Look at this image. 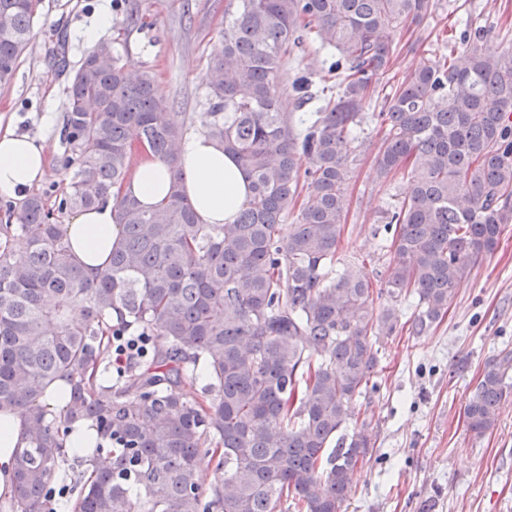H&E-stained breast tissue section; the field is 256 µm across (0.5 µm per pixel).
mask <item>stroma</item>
<instances>
[{
    "label": "stroma",
    "mask_w": 512,
    "mask_h": 512,
    "mask_svg": "<svg viewBox=\"0 0 512 512\" xmlns=\"http://www.w3.org/2000/svg\"><path fill=\"white\" fill-rule=\"evenodd\" d=\"M230 0H35L31 39L11 80L0 85V131L42 138L48 169L37 189L56 208L68 179L63 118L67 89L82 59L94 48L83 33L102 12L112 17L99 40L111 43L125 70L152 72L172 111L185 115V128L204 129L208 110L205 78L210 54L224 29ZM483 30V51L512 49V0H436L420 27L397 35L392 69L380 75L376 92L394 91L420 64L441 66L464 32ZM66 35V68L54 60L59 35ZM333 50L311 41L291 49L280 72L286 110L293 86L307 79L304 111L324 108L336 93ZM53 111L52 129L40 123ZM354 178L345 196L346 259L367 258L375 270L386 261L385 240L374 234L406 192L401 178L381 180L375 156L382 137L365 126ZM512 348V225L497 248L485 255L460 284L447 314L423 336L400 331L379 346L377 388L363 406L376 448L359 467L346 512H512V401L493 430L474 436L465 408L486 360Z\"/></svg>",
    "instance_id": "obj_1"
}]
</instances>
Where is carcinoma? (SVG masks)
Instances as JSON below:
<instances>
[{
    "mask_svg": "<svg viewBox=\"0 0 512 512\" xmlns=\"http://www.w3.org/2000/svg\"><path fill=\"white\" fill-rule=\"evenodd\" d=\"M435 0H238L206 82V125L249 180L231 224H199L178 182L153 209L115 190L130 178L134 143L177 165L180 113L154 75H129L109 43L83 59L68 88L58 212L113 202L119 240L88 276L62 225L32 195L0 224V409L29 414L7 512H49L64 436L94 423V472L70 476L74 512H343L355 469L374 451L357 423L376 388L379 340L440 323L459 283L512 224V50L478 44L441 68L419 65L372 113L385 134L376 164L407 177L388 216L390 258L380 287L366 263L339 257L343 196L363 146L370 88L391 68L398 33ZM34 0H0V73L30 41ZM336 51V100L295 126L278 77L288 47L309 36ZM293 228L281 236L289 210ZM22 235L26 248L14 250ZM417 298L401 323L402 300ZM385 299L374 314V298ZM119 312L108 324L107 316ZM140 325L148 357L119 380L95 374L112 336ZM208 394L187 397L195 369ZM68 385L46 421L42 396ZM512 398V350L488 360L465 410L482 435ZM224 471L203 487L202 465Z\"/></svg>",
    "mask_w": 512,
    "mask_h": 512,
    "instance_id": "carcinoma-1",
    "label": "carcinoma"
}]
</instances>
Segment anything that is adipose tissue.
Here are the masks:
<instances>
[{
	"label": "adipose tissue",
	"instance_id": "ef3b65f1",
	"mask_svg": "<svg viewBox=\"0 0 512 512\" xmlns=\"http://www.w3.org/2000/svg\"><path fill=\"white\" fill-rule=\"evenodd\" d=\"M44 145L25 134L0 133V195L24 197L37 188L46 173ZM179 181L200 223L224 224L234 220L249 196V182L223 143L205 132L189 130L183 137L177 166L143 152L127 187L146 207L157 204ZM70 252L85 271L105 264L119 237L111 206L77 213L63 227ZM27 417L23 409L0 412V494L9 492L15 460L26 445Z\"/></svg>",
	"mask_w": 512,
	"mask_h": 512
}]
</instances>
